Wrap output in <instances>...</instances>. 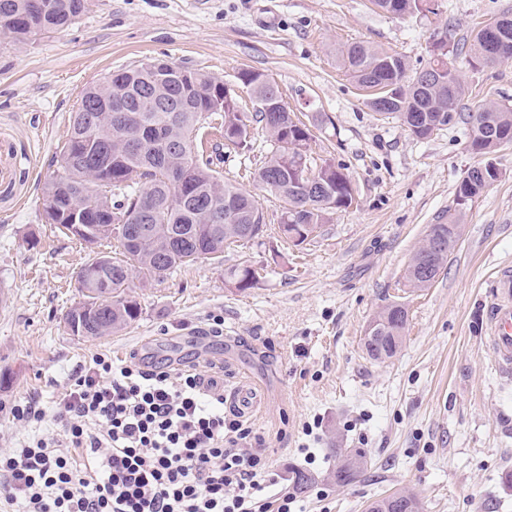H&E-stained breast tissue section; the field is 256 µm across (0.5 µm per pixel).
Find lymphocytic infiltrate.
<instances>
[{
    "label": "lymphocytic infiltrate",
    "mask_w": 512,
    "mask_h": 512,
    "mask_svg": "<svg viewBox=\"0 0 512 512\" xmlns=\"http://www.w3.org/2000/svg\"><path fill=\"white\" fill-rule=\"evenodd\" d=\"M18 420L53 417L54 437L0 454L10 512H293L263 441L224 409L196 369L145 371L99 354L77 370L53 410L29 398Z\"/></svg>",
    "instance_id": "obj_1"
}]
</instances>
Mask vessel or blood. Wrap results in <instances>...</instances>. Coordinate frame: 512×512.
I'll return each instance as SVG.
<instances>
[{
  "mask_svg": "<svg viewBox=\"0 0 512 512\" xmlns=\"http://www.w3.org/2000/svg\"><path fill=\"white\" fill-rule=\"evenodd\" d=\"M488 336L501 378L512 383V267H502L490 283L487 305Z\"/></svg>",
  "mask_w": 512,
  "mask_h": 512,
  "instance_id": "obj_1",
  "label": "vessel or blood"
}]
</instances>
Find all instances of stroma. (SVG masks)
<instances>
[{"label": "stroma", "instance_id": "stroma-1", "mask_svg": "<svg viewBox=\"0 0 512 512\" xmlns=\"http://www.w3.org/2000/svg\"><path fill=\"white\" fill-rule=\"evenodd\" d=\"M438 2V14L397 17L370 0H85L67 30L0 45V453L54 433L52 422L16 420L14 404L53 406L95 355L149 370L190 362L225 390L245 380L259 387L250 423L282 492H293L295 470L315 480L297 512H365L400 489L417 494L423 512H512V385L500 381L484 339L490 282L512 264V147L490 159L499 180L457 206L458 183L487 160L468 151L463 125L413 137L370 109L338 58L363 42L414 72L444 31L466 86L459 111L512 107V62L487 67L462 49L476 23L512 14V0ZM153 59L227 82L258 71L294 112L326 114L311 147L347 165L358 204L311 243L286 249L273 229L279 203L261 195L268 235L134 285L138 320L87 340L63 316L83 299L77 273L91 251L46 224L42 186L61 163L83 90ZM458 208L463 234L447 266L430 288L397 294L430 226ZM262 262L258 286L225 283V267ZM394 300L408 309L404 345L375 362L361 340ZM214 316L224 321L219 337ZM340 448L368 461L346 487L332 476Z\"/></svg>", "mask_w": 512, "mask_h": 512}]
</instances>
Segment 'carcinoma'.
Here are the masks:
<instances>
[{"instance_id":"cac0c4a2","label":"carcinoma","mask_w":512,"mask_h":512,"mask_svg":"<svg viewBox=\"0 0 512 512\" xmlns=\"http://www.w3.org/2000/svg\"><path fill=\"white\" fill-rule=\"evenodd\" d=\"M383 11L403 17L421 13L429 0H373ZM85 8L84 0H0V44L29 41L68 27ZM484 24L471 38L469 57L485 66L512 61V16ZM438 51L426 68L408 75L403 57L363 42L341 52V63L360 87L369 92L367 104L387 96V114L398 119L411 135L428 138L425 122L443 118L440 126L465 125L468 150L476 155L496 153L512 142V108L486 102L466 115L458 112L465 88L448 63V33L437 34ZM180 69L161 59L120 69L112 79V111L97 107L99 83L85 88L70 118V136L62 148V162L43 186L45 222L94 249L114 239L122 249L116 258L95 253L79 270L78 288L85 300L70 308L65 324L87 339H100L126 329L140 314L128 288L137 278L145 284L200 258L220 259L224 248L248 244L265 236L267 224L257 198L224 182L221 149L249 160L245 172L259 189L281 202L278 231L294 243L311 241L330 216L355 201L347 167L313 156L311 129L295 113L272 108L279 90L271 82L248 78L255 112L240 110L238 99L223 96L216 78L199 70H185L184 83L164 80ZM261 127L271 150L251 160L255 152L254 126ZM501 176L491 162L468 170L456 188L458 202L480 196ZM87 198L91 208L73 216L71 201ZM154 205V218L137 220L144 200ZM462 214L431 225L412 255L417 260L433 242L425 269H405L401 284L410 292L430 287L448 263L461 236ZM265 267L232 265L224 280L239 291L254 287ZM375 342L363 345L367 357L383 362L397 355L406 337L408 311L401 303L381 307L369 321ZM367 460L359 451L336 449V485L346 486L363 472ZM416 494L397 490L373 500L366 512H422Z\"/></svg>"}]
</instances>
